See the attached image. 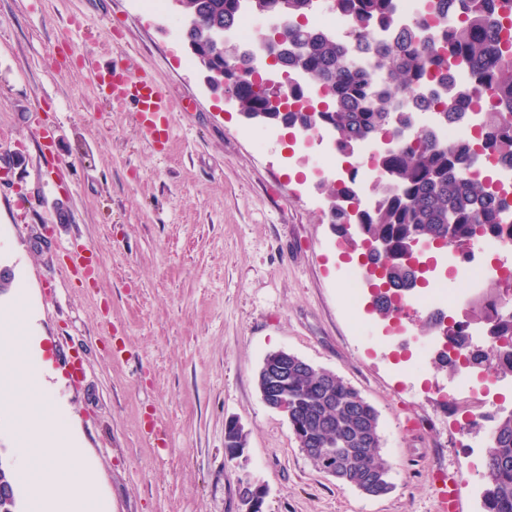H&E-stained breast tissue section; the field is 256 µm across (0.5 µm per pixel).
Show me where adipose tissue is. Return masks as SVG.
Masks as SVG:
<instances>
[{"label": "adipose tissue", "mask_w": 512, "mask_h": 512, "mask_svg": "<svg viewBox=\"0 0 512 512\" xmlns=\"http://www.w3.org/2000/svg\"><path fill=\"white\" fill-rule=\"evenodd\" d=\"M27 389L26 398L15 406L22 432L18 451L22 467L30 474L37 512H93L95 475L77 441L67 431L49 435L41 428L50 414L39 372L30 373Z\"/></svg>", "instance_id": "ef3b65f1"}]
</instances>
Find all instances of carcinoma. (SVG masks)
<instances>
[{
	"label": "carcinoma",
	"instance_id": "obj_1",
	"mask_svg": "<svg viewBox=\"0 0 512 512\" xmlns=\"http://www.w3.org/2000/svg\"><path fill=\"white\" fill-rule=\"evenodd\" d=\"M326 8L350 21L345 39L306 23L314 0H184L185 12L199 16V22L183 27L182 39L224 75L226 91L249 120L300 133L325 130L346 160L369 139L394 142L375 159L383 178L373 184L374 206H358L353 163L347 180L326 189L327 215L338 236L350 226L355 249L385 243L383 276L371 282L377 312L394 318L398 307L388 290L423 278L412 262L424 251L444 248L466 257L476 239L512 240V201L471 170V158L481 152L512 168V0H429L434 22L423 26L398 23L397 0H326ZM247 13L276 22L260 41L262 55L274 56L267 71L318 85L320 106L281 109L304 97V87L253 78L249 57L257 56L255 51L240 54L214 40L213 29L235 27ZM377 30L386 37L373 38ZM453 65L469 73L468 83L448 80ZM429 74L437 76V87L426 97ZM480 95L492 104L474 142H441L415 126L414 103L434 108L442 125L463 124L470 120L468 104ZM506 288L512 290L511 281L489 282L466 316L468 324H484L490 339L469 359L477 372L497 355L512 354V314L491 308ZM281 395L288 399V423L301 451L319 470H325L324 456L333 455L336 480L369 495L391 491L379 414L359 390L290 359ZM246 446L247 435L228 423L226 453L237 458ZM485 468L483 512H512V411L495 418ZM0 479L11 490L0 512H17L14 476L1 460Z\"/></svg>",
	"mask_w": 512,
	"mask_h": 512
}]
</instances>
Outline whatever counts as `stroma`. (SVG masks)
<instances>
[{"label":"stroma","mask_w":512,"mask_h":512,"mask_svg":"<svg viewBox=\"0 0 512 512\" xmlns=\"http://www.w3.org/2000/svg\"><path fill=\"white\" fill-rule=\"evenodd\" d=\"M173 9L143 0H0V303L31 315L51 361L49 399L96 469V512H440L437 474L466 465L484 431L448 427L463 392L433 364L416 317L408 347L353 306L336 249L322 147L246 121L191 63ZM148 73L173 99L165 151L142 139L135 107L99 98L85 56ZM57 161L54 172L41 163ZM79 244L96 281L69 276L58 246ZM285 350L357 388L379 414L392 491L369 498L318 470L287 418L262 401L257 373ZM169 429L154 447L145 422ZM248 435L244 457L225 426ZM0 459L27 512L12 414Z\"/></svg>","instance_id":"obj_1"}]
</instances>
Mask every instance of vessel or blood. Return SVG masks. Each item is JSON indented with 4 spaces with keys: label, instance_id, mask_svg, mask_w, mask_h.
<instances>
[{
    "label": "vessel or blood",
    "instance_id": "1",
    "mask_svg": "<svg viewBox=\"0 0 512 512\" xmlns=\"http://www.w3.org/2000/svg\"><path fill=\"white\" fill-rule=\"evenodd\" d=\"M95 93L110 101H131L136 108L137 128L141 136L157 148H165L169 139L171 116L175 110L172 98L148 74H131L115 66L100 68L88 62Z\"/></svg>",
    "mask_w": 512,
    "mask_h": 512
}]
</instances>
